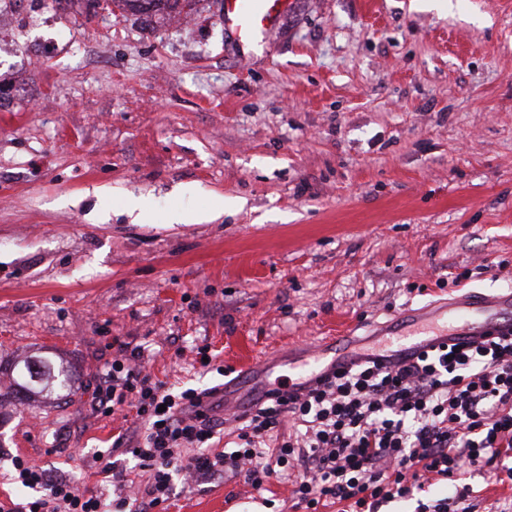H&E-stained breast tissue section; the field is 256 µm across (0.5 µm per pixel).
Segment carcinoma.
Segmentation results:
<instances>
[{
	"instance_id": "carcinoma-1",
	"label": "carcinoma",
	"mask_w": 512,
	"mask_h": 512,
	"mask_svg": "<svg viewBox=\"0 0 512 512\" xmlns=\"http://www.w3.org/2000/svg\"><path fill=\"white\" fill-rule=\"evenodd\" d=\"M144 13H157L182 5L192 8L195 0H129ZM14 397L36 401L42 396H72L69 366L47 355H31L12 365Z\"/></svg>"
}]
</instances>
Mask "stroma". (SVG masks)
I'll use <instances>...</instances> for the list:
<instances>
[{"label":"stroma","instance_id":"1","mask_svg":"<svg viewBox=\"0 0 512 512\" xmlns=\"http://www.w3.org/2000/svg\"><path fill=\"white\" fill-rule=\"evenodd\" d=\"M218 7L186 30L14 0L0 29V358L48 349L75 390L1 410L0 449L82 485L135 420L91 411L111 342L205 389L225 382L205 343L226 366L295 356L512 289V0H295L246 63ZM461 481L472 512L512 500L488 469ZM171 512L267 507L229 474Z\"/></svg>","mask_w":512,"mask_h":512}]
</instances>
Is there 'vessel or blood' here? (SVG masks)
<instances>
[{
  "instance_id": "1",
  "label": "vessel or blood",
  "mask_w": 512,
  "mask_h": 512,
  "mask_svg": "<svg viewBox=\"0 0 512 512\" xmlns=\"http://www.w3.org/2000/svg\"><path fill=\"white\" fill-rule=\"evenodd\" d=\"M292 0H221L220 19L238 43L245 45L270 33ZM512 328V291L491 299L458 302L433 312H415L396 321L382 332L383 349L379 359L399 360L428 349L450 346L483 334H499ZM351 334L337 337L311 349L293 361L288 386L300 388L306 383L332 373L348 364Z\"/></svg>"
}]
</instances>
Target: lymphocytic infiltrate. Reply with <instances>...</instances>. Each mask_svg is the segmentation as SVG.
<instances>
[{"label":"lymphocytic infiltrate","instance_id":"f902f5d3","mask_svg":"<svg viewBox=\"0 0 512 512\" xmlns=\"http://www.w3.org/2000/svg\"><path fill=\"white\" fill-rule=\"evenodd\" d=\"M131 406L138 428L112 438L92 460L116 495L104 498L44 466L11 458L12 483L0 512H168L178 484L212 483L226 473L254 490L293 478L299 512L340 503L380 512L417 500L416 512H470L472 491L420 501L430 481H457L464 465L492 468L512 484V331L383 365L361 357L302 393L265 392L241 416L230 450L215 448L224 421L215 389H172L144 367L143 348L119 347L97 385L94 412ZM301 427L274 443L287 422Z\"/></svg>","mask_w":512,"mask_h":512}]
</instances>
